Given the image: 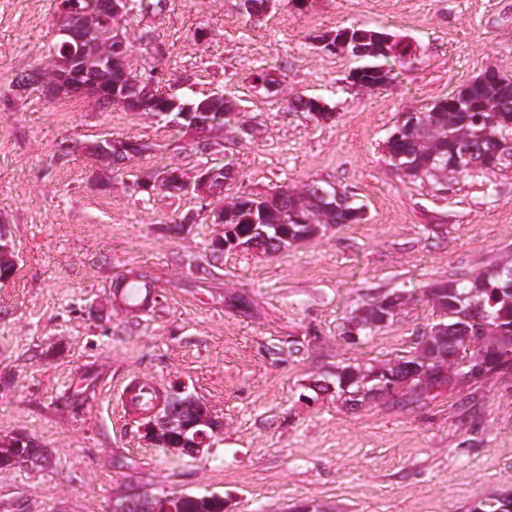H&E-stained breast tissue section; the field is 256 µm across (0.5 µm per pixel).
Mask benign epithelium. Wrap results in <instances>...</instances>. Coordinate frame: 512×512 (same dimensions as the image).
Here are the masks:
<instances>
[{"instance_id": "1", "label": "benign epithelium", "mask_w": 512, "mask_h": 512, "mask_svg": "<svg viewBox=\"0 0 512 512\" xmlns=\"http://www.w3.org/2000/svg\"><path fill=\"white\" fill-rule=\"evenodd\" d=\"M127 0H58V7L53 16V31L63 47L62 55H54L47 68L32 72L23 79L15 81L14 90L20 87L37 85L44 96L51 100L82 98L86 102L98 105L103 99L127 112L139 111L138 105L155 93L156 79L151 73L144 74L132 69L127 75V86L104 85L97 74L112 69V58L126 57L130 54L128 40L123 32V21L128 18ZM317 48L330 54H350L362 56L376 55L382 52L391 39L386 34L375 33L362 36L352 35L350 31L329 32L319 35L314 40ZM178 88L170 91V108L163 115H174L173 125L181 128L191 140L211 134L210 127L230 119L238 113L233 106L224 111V93L213 91L198 101L176 94ZM88 152L104 161L117 158L125 159L136 156L147 150V143L140 140L104 136L87 146ZM235 177V170L226 167L222 170L201 166L188 175L179 178L183 186L182 192L197 196L206 201L224 193V185ZM143 191L154 195L159 191H169L166 175L154 173L141 182ZM226 206L220 205L210 212L213 223L221 224L224 235L214 239L213 245L224 251L239 249H255V240H246L244 235H235L231 225L224 223ZM325 224H309L304 232L296 237L284 236L278 242L279 251H286L296 245L319 236ZM0 256L15 262V246L7 227L0 225ZM190 401L200 404L202 415L195 422L200 430L195 434L194 441L186 443L181 440L179 445H169L167 441L188 431L184 423L178 422L169 411L157 413L153 419L142 427L143 438L157 446H165L173 454L198 457L204 448L212 447L213 437L221 432V422L213 414L211 408L202 399L194 396ZM25 435L15 434L9 437L0 436V462L7 461L14 466L24 464L18 455Z\"/></svg>"}]
</instances>
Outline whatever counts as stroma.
Here are the masks:
<instances>
[{
	"label": "stroma",
	"mask_w": 512,
	"mask_h": 512,
	"mask_svg": "<svg viewBox=\"0 0 512 512\" xmlns=\"http://www.w3.org/2000/svg\"><path fill=\"white\" fill-rule=\"evenodd\" d=\"M53 12L52 0H0V224L17 254L0 280V434L50 453L42 467L0 469V512H107L125 497L185 493L220 495L231 512H465L512 492V374L412 410L351 409L312 387L336 365L413 351L439 319L428 285L512 262V168L443 193L398 179L383 152L403 110L428 109L489 64L512 76V0H274L258 23L242 0H167L127 23L135 66L199 95L224 91L251 125L224 145L236 170L225 199L318 181L363 204L361 220L272 257H214L223 229L204 201L134 192L153 170L201 163L177 127L35 87L14 95L16 78L51 58ZM354 23L416 47L382 89L348 87L357 59L311 42ZM260 68L277 94L253 89ZM299 95L335 118L289 111ZM105 135L151 149L106 167L85 151ZM131 269L157 291L135 318L112 296ZM390 292L407 304L347 343L351 311ZM237 296L248 311L232 307ZM132 376L195 390L223 423L214 447L192 459L146 442L118 406Z\"/></svg>",
	"instance_id": "obj_1"
}]
</instances>
